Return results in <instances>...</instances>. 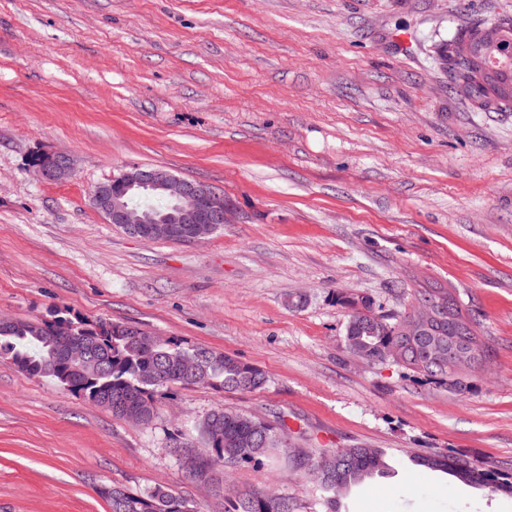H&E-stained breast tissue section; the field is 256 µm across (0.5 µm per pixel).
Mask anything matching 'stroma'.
Returning <instances> with one entry per match:
<instances>
[{
	"label": "stroma",
	"mask_w": 512,
	"mask_h": 512,
	"mask_svg": "<svg viewBox=\"0 0 512 512\" xmlns=\"http://www.w3.org/2000/svg\"><path fill=\"white\" fill-rule=\"evenodd\" d=\"M512 0H0V318L61 309L262 369L257 390L170 386L149 426L0 356V512H111L103 485L162 483L197 512L270 490L323 512L285 461L191 480L174 439L213 410L313 448L385 449L348 512H512L407 455L512 468V111L450 91L435 47ZM45 152L74 158L61 181ZM160 167L224 196L199 242L106 223L94 187ZM455 288L490 351L461 396L344 349L333 291L401 309ZM42 157L40 164H35L37 158ZM33 167L37 174L45 180L59 181L71 175L74 169V159L66 153H41L33 160Z\"/></svg>",
	"instance_id": "35a3bbf8"
}]
</instances>
